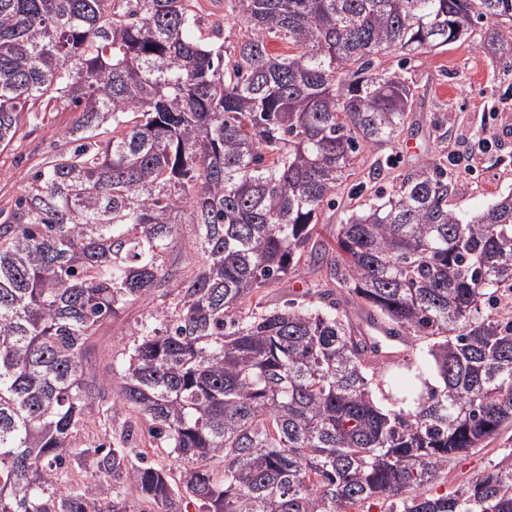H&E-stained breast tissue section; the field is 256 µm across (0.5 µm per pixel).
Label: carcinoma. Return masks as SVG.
Listing matches in <instances>:
<instances>
[{"instance_id": "1", "label": "carcinoma", "mask_w": 512, "mask_h": 512, "mask_svg": "<svg viewBox=\"0 0 512 512\" xmlns=\"http://www.w3.org/2000/svg\"><path fill=\"white\" fill-rule=\"evenodd\" d=\"M196 4L0 0V147L25 113H78L0 211V512H512L511 454L428 494L512 427V193L464 220L440 162L310 246L365 150L403 132L415 55L483 24L512 72V0H231L230 39ZM306 255L338 288L253 302ZM158 291L176 306L134 332L109 402L90 340ZM380 325L418 351L385 357ZM93 407L124 421L83 448ZM140 420L170 463L134 450Z\"/></svg>"}]
</instances>
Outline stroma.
<instances>
[{"label": "stroma", "instance_id": "35a3bbf8", "mask_svg": "<svg viewBox=\"0 0 512 512\" xmlns=\"http://www.w3.org/2000/svg\"><path fill=\"white\" fill-rule=\"evenodd\" d=\"M406 76L418 96L405 129L388 152L394 161L381 182L393 185L398 175L429 170L447 158L454 178L450 204L471 217L497 197L512 191V77L492 66L478 39L425 50L412 58ZM75 119L63 109L31 124L25 137L0 150V209H11L31 168L61 149ZM313 263L300 261L287 282L261 293L267 308L299 297L306 283L322 279ZM152 300H140L103 323L91 340L88 359L100 384H108L110 369L121 364L133 345L132 333L147 321ZM512 453V429L451 464L432 490L441 494L481 477L489 462Z\"/></svg>", "mask_w": 512, "mask_h": 512}]
</instances>
